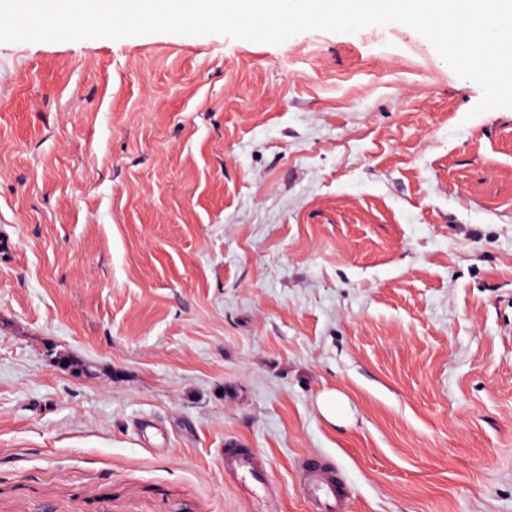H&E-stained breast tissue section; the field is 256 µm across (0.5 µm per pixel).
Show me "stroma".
I'll list each match as a JSON object with an SVG mask.
<instances>
[{
    "mask_svg": "<svg viewBox=\"0 0 512 512\" xmlns=\"http://www.w3.org/2000/svg\"><path fill=\"white\" fill-rule=\"evenodd\" d=\"M412 28L0 43V512H512V108ZM343 393L346 424L317 407ZM224 473L254 494L255 512H279L271 482L261 473L257 458L249 448L227 444L224 448ZM303 494L313 510L341 512L346 501L345 488L333 467L321 459L305 462Z\"/></svg>",
    "mask_w": 512,
    "mask_h": 512,
    "instance_id": "1",
    "label": "stroma"
}]
</instances>
